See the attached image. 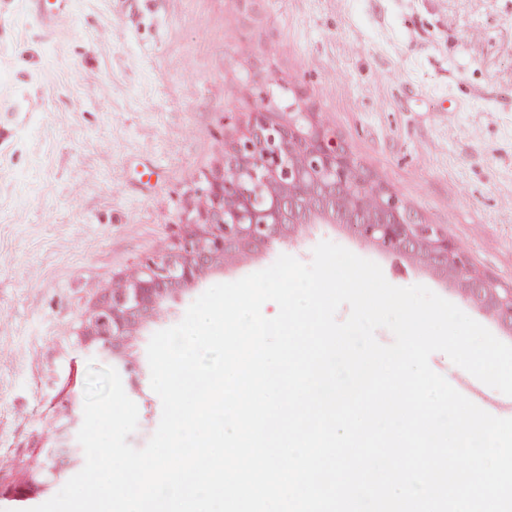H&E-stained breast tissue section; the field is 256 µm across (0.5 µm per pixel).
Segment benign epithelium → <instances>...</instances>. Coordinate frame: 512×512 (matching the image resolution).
<instances>
[{
	"instance_id": "1",
	"label": "benign epithelium",
	"mask_w": 512,
	"mask_h": 512,
	"mask_svg": "<svg viewBox=\"0 0 512 512\" xmlns=\"http://www.w3.org/2000/svg\"><path fill=\"white\" fill-rule=\"evenodd\" d=\"M349 224L381 249L421 255L453 275L469 303L512 327V288L473 269L432 224H421L388 190L371 183L350 155L330 144L306 112L279 121L261 112L233 148L229 167L209 181L204 204L189 218L178 247L141 263L138 275L93 309L86 341L128 372L122 341L224 255L254 252L292 240L309 223ZM77 443L50 461L59 476L77 462Z\"/></svg>"
}]
</instances>
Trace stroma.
<instances>
[{
  "mask_svg": "<svg viewBox=\"0 0 512 512\" xmlns=\"http://www.w3.org/2000/svg\"><path fill=\"white\" fill-rule=\"evenodd\" d=\"M309 112L357 168L512 288V0H75L41 32L0 0V512L83 412L94 305L173 251L256 112ZM452 303L445 273L342 224L230 255L128 342L144 447L162 404L152 335L217 283L303 263L321 241Z\"/></svg>",
  "mask_w": 512,
  "mask_h": 512,
  "instance_id": "stroma-1",
  "label": "stroma"
}]
</instances>
